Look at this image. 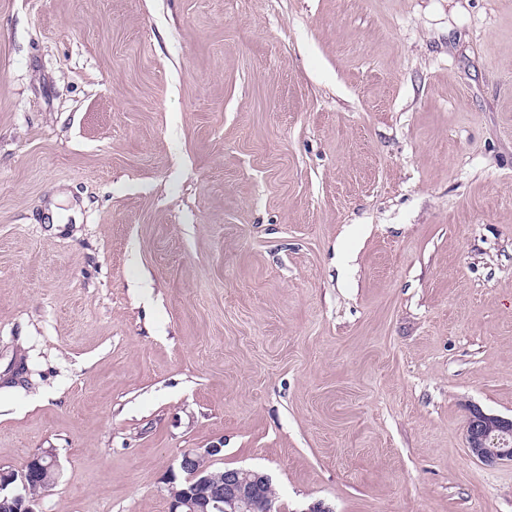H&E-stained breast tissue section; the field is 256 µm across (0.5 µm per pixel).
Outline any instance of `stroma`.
I'll use <instances>...</instances> for the list:
<instances>
[{
	"label": "stroma",
	"instance_id": "1",
	"mask_svg": "<svg viewBox=\"0 0 512 512\" xmlns=\"http://www.w3.org/2000/svg\"><path fill=\"white\" fill-rule=\"evenodd\" d=\"M512 0H0V468L168 512H512ZM467 448L487 466L512 462V417L485 413L474 407L466 422ZM217 454L216 449L204 448L185 451L179 460L178 469L188 473L179 477L172 473L168 482V511L169 512H257L262 493L266 495L271 486V478L262 472L244 469L213 470L200 466L203 459ZM187 481L195 480L189 489ZM178 489V490H176ZM184 489V490H182ZM209 509V510H208ZM260 507L258 512H263Z\"/></svg>",
	"mask_w": 512,
	"mask_h": 512
}]
</instances>
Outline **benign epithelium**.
<instances>
[{
	"label": "benign epithelium",
	"mask_w": 512,
	"mask_h": 512,
	"mask_svg": "<svg viewBox=\"0 0 512 512\" xmlns=\"http://www.w3.org/2000/svg\"><path fill=\"white\" fill-rule=\"evenodd\" d=\"M467 448L471 455L487 466L512 462V417L489 414L474 407L466 422ZM221 452L219 448L185 451L178 469L188 473L191 489L173 487L176 474L168 481V512H257L261 495L271 486V478L262 472L233 469L224 472L219 483L205 474L200 466L203 459ZM27 464L38 467V473L48 477L57 471L53 450L32 456ZM28 473L0 469V507L12 506L18 512H36L38 501L26 496Z\"/></svg>",
	"instance_id": "7a95c632"
}]
</instances>
